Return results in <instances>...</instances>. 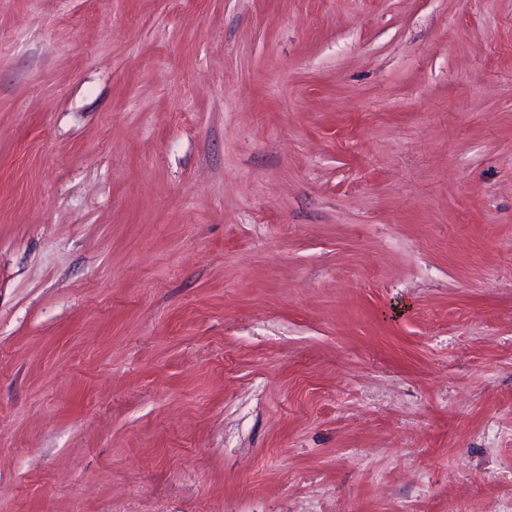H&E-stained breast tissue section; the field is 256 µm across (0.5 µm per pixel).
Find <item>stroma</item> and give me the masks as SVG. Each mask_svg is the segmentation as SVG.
I'll return each instance as SVG.
<instances>
[{
	"label": "stroma",
	"mask_w": 512,
	"mask_h": 512,
	"mask_svg": "<svg viewBox=\"0 0 512 512\" xmlns=\"http://www.w3.org/2000/svg\"><path fill=\"white\" fill-rule=\"evenodd\" d=\"M0 512H512V0H0Z\"/></svg>",
	"instance_id": "35a3bbf8"
}]
</instances>
